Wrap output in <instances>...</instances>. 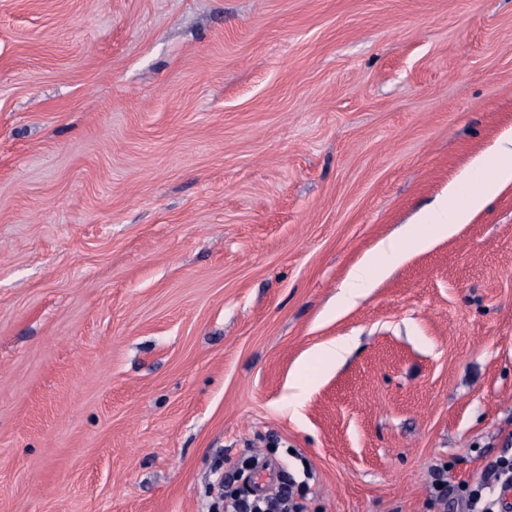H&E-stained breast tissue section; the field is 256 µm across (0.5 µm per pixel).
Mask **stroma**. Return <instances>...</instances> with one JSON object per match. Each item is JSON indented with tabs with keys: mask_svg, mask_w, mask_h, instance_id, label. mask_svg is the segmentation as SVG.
<instances>
[{
	"mask_svg": "<svg viewBox=\"0 0 512 512\" xmlns=\"http://www.w3.org/2000/svg\"><path fill=\"white\" fill-rule=\"evenodd\" d=\"M512 0H0V512H437L512 448ZM340 363L315 362L337 339ZM492 165L494 172L465 202H456L455 190L438 197L425 213L421 224H430L428 235H421L416 228H409L402 241H381L374 253L366 256L350 273L349 281L338 299V309L348 306L360 296L362 289L385 266L401 261L408 251L428 249L434 242L454 235L462 224H469L473 217L501 192L512 187V137L501 142L493 160L478 158L476 167ZM234 484V483H233ZM224 485V512H302L300 503L294 500L293 483L287 478L285 483L264 496L249 493L246 486ZM224 498V500H223Z\"/></svg>",
	"mask_w": 512,
	"mask_h": 512,
	"instance_id": "stroma-1",
	"label": "stroma"
}]
</instances>
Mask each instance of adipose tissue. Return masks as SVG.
<instances>
[{
    "label": "adipose tissue",
    "instance_id": "1",
    "mask_svg": "<svg viewBox=\"0 0 512 512\" xmlns=\"http://www.w3.org/2000/svg\"><path fill=\"white\" fill-rule=\"evenodd\" d=\"M478 166H492L493 175L470 195L465 202H457L455 192L438 197L423 217L430 224L429 234H419L416 228H409L400 241L380 242L374 253L366 256L350 273L349 281L338 299L339 307L348 306L360 296L362 289L385 266L401 261L407 252L428 249L434 242L454 235L461 225L470 223L473 217L501 192L512 188V138L501 142L494 159L478 158Z\"/></svg>",
    "mask_w": 512,
    "mask_h": 512
}]
</instances>
